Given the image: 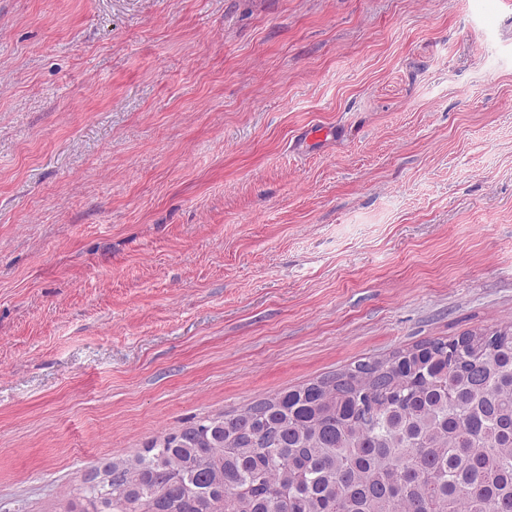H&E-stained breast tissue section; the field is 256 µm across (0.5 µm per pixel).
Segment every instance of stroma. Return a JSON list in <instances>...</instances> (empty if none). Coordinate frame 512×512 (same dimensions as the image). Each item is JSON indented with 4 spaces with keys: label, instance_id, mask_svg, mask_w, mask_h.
Returning <instances> with one entry per match:
<instances>
[{
    "label": "stroma",
    "instance_id": "1",
    "mask_svg": "<svg viewBox=\"0 0 512 512\" xmlns=\"http://www.w3.org/2000/svg\"><path fill=\"white\" fill-rule=\"evenodd\" d=\"M512 323V0H0V512Z\"/></svg>",
    "mask_w": 512,
    "mask_h": 512
}]
</instances>
